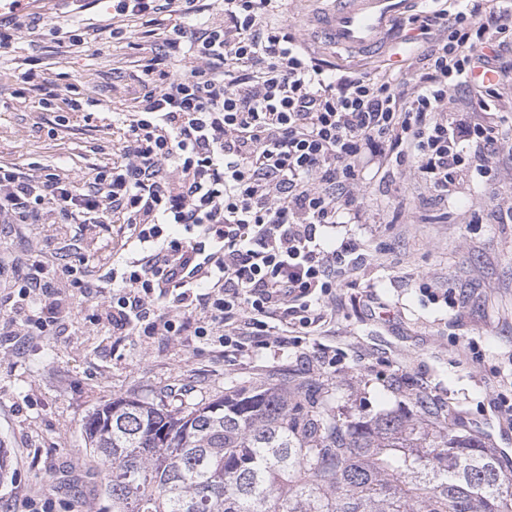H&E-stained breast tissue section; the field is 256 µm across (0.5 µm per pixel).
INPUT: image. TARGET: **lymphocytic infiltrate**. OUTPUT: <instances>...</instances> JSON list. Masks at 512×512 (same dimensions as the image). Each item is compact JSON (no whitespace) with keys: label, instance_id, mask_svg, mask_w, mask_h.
Segmentation results:
<instances>
[{"label":"lymphocytic infiltrate","instance_id":"f902f5d3","mask_svg":"<svg viewBox=\"0 0 512 512\" xmlns=\"http://www.w3.org/2000/svg\"><path fill=\"white\" fill-rule=\"evenodd\" d=\"M454 2L456 25L443 10L416 16L426 43L417 62L349 75L302 49L279 0H219L232 29L209 22L191 33L198 0H113L122 16H167L163 42L188 41V62L143 80L120 162L88 186L1 165L0 223L25 224L45 209L59 224L121 216V274L87 316L113 335L144 344L195 336L229 353L245 348L242 321L267 345L280 327L308 328L319 319L312 298L332 293L358 250L350 240L325 248L324 230L357 206L367 168L409 172L445 197L465 146L484 159L501 149L487 113L459 119L448 100L462 85L496 94L512 0ZM172 224L184 235L168 233ZM87 262L50 273L29 256L26 276L0 290L12 333L46 336L78 314L60 286L83 287Z\"/></svg>","mask_w":512,"mask_h":512}]
</instances>
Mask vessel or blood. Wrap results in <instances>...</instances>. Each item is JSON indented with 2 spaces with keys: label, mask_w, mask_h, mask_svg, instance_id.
<instances>
[{
  "label": "vessel or blood",
  "mask_w": 512,
  "mask_h": 512,
  "mask_svg": "<svg viewBox=\"0 0 512 512\" xmlns=\"http://www.w3.org/2000/svg\"><path fill=\"white\" fill-rule=\"evenodd\" d=\"M321 25L328 43L346 51L376 52L396 33L397 21L429 0H333Z\"/></svg>",
  "instance_id": "obj_1"
}]
</instances>
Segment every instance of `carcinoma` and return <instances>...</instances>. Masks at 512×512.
<instances>
[{
	"label": "carcinoma",
	"instance_id": "obj_1",
	"mask_svg": "<svg viewBox=\"0 0 512 512\" xmlns=\"http://www.w3.org/2000/svg\"><path fill=\"white\" fill-rule=\"evenodd\" d=\"M112 512H512V473L434 415L341 417L318 387L115 397L82 425Z\"/></svg>",
	"mask_w": 512,
	"mask_h": 512
}]
</instances>
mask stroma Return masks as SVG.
<instances>
[{
  "label": "stroma",
  "instance_id": "obj_1",
  "mask_svg": "<svg viewBox=\"0 0 512 512\" xmlns=\"http://www.w3.org/2000/svg\"><path fill=\"white\" fill-rule=\"evenodd\" d=\"M318 8L317 0H285L297 39L340 69L369 70L358 54L318 48L311 22ZM34 18V33L0 49V165L86 182L119 160L122 117L139 106L148 60L173 71L183 51L160 49L140 20L114 13L112 0H91L73 16L64 0H33L16 16L21 24ZM65 18L82 46L59 31ZM73 96L83 110L63 111ZM487 110L504 138L488 160L495 184L484 185L472 159L445 199L417 179L367 178L359 218L326 235L330 246L355 241L361 260L344 268L335 297L320 299L321 322L278 346L226 356L196 339L143 345L88 328L79 316L51 336H7L0 312V449L7 454L0 512H25L27 499L48 488L56 512H109L100 494L106 471L82 434L104 400L176 405L271 381L318 383L348 416L423 397L461 432L501 450L512 470V421L503 412L512 403V221L501 217L512 207V73ZM117 230L114 223L65 229L46 212L17 228L0 223V262L18 280L30 251L53 270L74 263L76 248L111 243Z\"/></svg>",
  "mask_w": 512,
  "mask_h": 512
}]
</instances>
